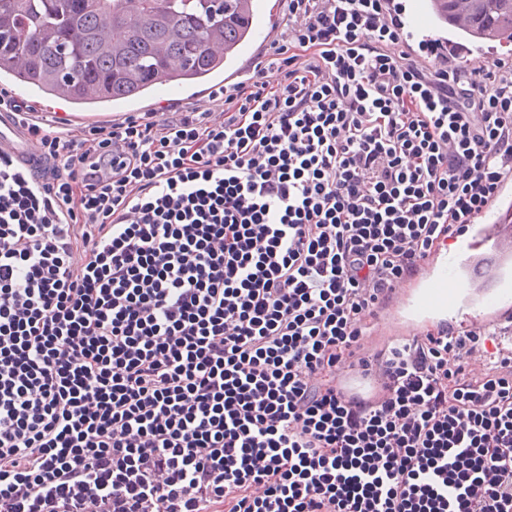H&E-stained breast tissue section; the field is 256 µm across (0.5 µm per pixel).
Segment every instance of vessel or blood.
Here are the masks:
<instances>
[{"label":"vessel or blood","instance_id":"b4317fda","mask_svg":"<svg viewBox=\"0 0 512 512\" xmlns=\"http://www.w3.org/2000/svg\"><path fill=\"white\" fill-rule=\"evenodd\" d=\"M427 0H410L402 19V45L412 51L437 47L436 65L445 67L455 57L471 67L486 66L489 52L482 46L459 47L455 34L467 31L466 9H459L451 29L436 25ZM0 151L21 161L35 149L12 115H0ZM512 323V175L503 177L496 200L468 224L464 233L446 246L434 249L422 271L396 286L390 304L374 320L378 339L413 336L446 324L475 334L494 331L497 324ZM336 384L345 398L377 400V380L354 369L339 373Z\"/></svg>","mask_w":512,"mask_h":512}]
</instances>
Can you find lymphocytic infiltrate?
Returning <instances> with one entry per match:
<instances>
[{"label": "lymphocytic infiltrate", "instance_id": "lymphocytic-infiltrate-1", "mask_svg": "<svg viewBox=\"0 0 512 512\" xmlns=\"http://www.w3.org/2000/svg\"><path fill=\"white\" fill-rule=\"evenodd\" d=\"M286 2L206 110L72 136L0 89L39 153L0 152V512H512V350L365 351L512 172V60H416L391 0ZM264 18L260 24L264 30H255V38L251 51L239 62L237 69L242 70V76L226 84L227 87L241 83L249 77L250 67L254 59L261 55L273 42L281 41L284 37L283 18L286 9L284 0H264ZM272 17H271V16ZM263 33V35L259 33ZM336 384L346 399L375 401L381 393L380 384L377 380L351 368L339 373Z\"/></svg>", "mask_w": 512, "mask_h": 512}]
</instances>
